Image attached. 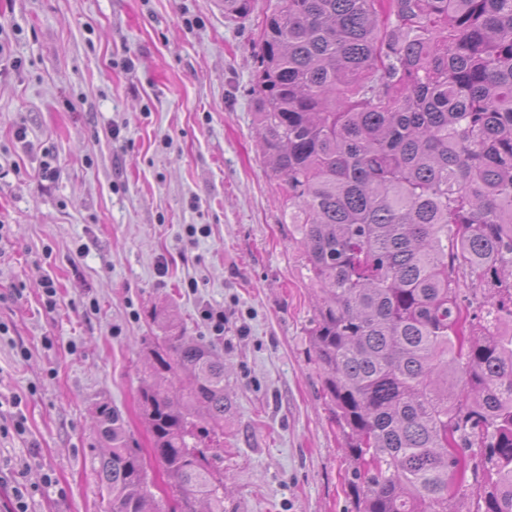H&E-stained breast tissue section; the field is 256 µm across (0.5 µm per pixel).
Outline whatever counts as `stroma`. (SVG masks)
Segmentation results:
<instances>
[{
	"mask_svg": "<svg viewBox=\"0 0 512 512\" xmlns=\"http://www.w3.org/2000/svg\"><path fill=\"white\" fill-rule=\"evenodd\" d=\"M281 5L0 0V512L18 488L28 512H105L94 410L150 450L157 306L224 357L227 512H355L315 286L256 135L253 47Z\"/></svg>",
	"mask_w": 512,
	"mask_h": 512,
	"instance_id": "stroma-1",
	"label": "stroma"
}]
</instances>
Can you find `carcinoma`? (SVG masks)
<instances>
[{
  "label": "carcinoma",
  "instance_id": "cac0c4a2",
  "mask_svg": "<svg viewBox=\"0 0 512 512\" xmlns=\"http://www.w3.org/2000/svg\"><path fill=\"white\" fill-rule=\"evenodd\" d=\"M254 57L356 512H512V0H283ZM151 319L139 403L172 512H226L202 447L224 431V356ZM95 425L106 512H162L119 411Z\"/></svg>",
  "mask_w": 512,
  "mask_h": 512
}]
</instances>
